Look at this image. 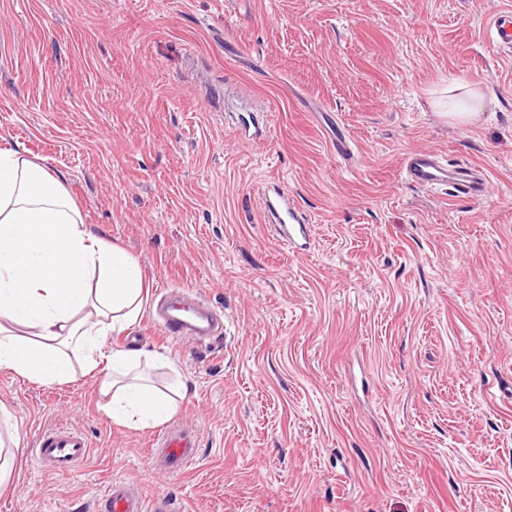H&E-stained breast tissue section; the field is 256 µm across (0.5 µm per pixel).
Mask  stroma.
Instances as JSON below:
<instances>
[{"label":"stroma","mask_w":512,"mask_h":512,"mask_svg":"<svg viewBox=\"0 0 512 512\" xmlns=\"http://www.w3.org/2000/svg\"><path fill=\"white\" fill-rule=\"evenodd\" d=\"M512 0H0V149L59 173L94 234L150 285L143 373L188 386L198 433L178 472L156 426L102 409L99 381L0 367L20 440L0 512H93L114 479L146 512H512V51L487 36ZM478 120L438 111L449 83ZM265 109L267 135L237 118ZM352 152L338 154L337 137ZM486 172L478 201L410 185L413 150ZM313 226L293 254L256 189ZM185 286L224 317L180 345L154 324ZM88 438L67 474L33 454ZM482 101L481 92L474 87H451L448 89V119L459 126H467L477 118L476 109ZM37 459L59 473L74 470L87 456L89 443L84 435L67 426H55L39 436Z\"/></svg>","instance_id":"1"}]
</instances>
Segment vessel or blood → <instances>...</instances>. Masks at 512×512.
<instances>
[{
    "instance_id": "b4317fda",
    "label": "vessel or blood",
    "mask_w": 512,
    "mask_h": 512,
    "mask_svg": "<svg viewBox=\"0 0 512 512\" xmlns=\"http://www.w3.org/2000/svg\"><path fill=\"white\" fill-rule=\"evenodd\" d=\"M494 41L503 48H512V10L497 13L491 22ZM406 181L423 188L446 186L461 198H479L484 190V175L474 167L452 166L440 155L418 151L410 154L403 166ZM264 210L269 223L275 224L283 239L291 244L307 240L309 227L299 215L287 189L274 188L264 196ZM158 325L166 339L180 341L206 331H219V324L209 321L208 314L186 315L182 306H172L162 314ZM157 451L166 469L186 465L195 446L193 436L165 429L159 436ZM89 443L84 435L67 426H57L41 433L34 453L37 459L60 473L74 470L87 456ZM96 512H144L143 500L125 482L112 481L96 504Z\"/></svg>"
}]
</instances>
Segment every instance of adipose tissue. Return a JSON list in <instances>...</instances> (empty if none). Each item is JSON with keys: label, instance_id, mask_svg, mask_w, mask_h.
<instances>
[{"label": "adipose tissue", "instance_id": "obj_1", "mask_svg": "<svg viewBox=\"0 0 512 512\" xmlns=\"http://www.w3.org/2000/svg\"><path fill=\"white\" fill-rule=\"evenodd\" d=\"M137 261L90 232L63 181L35 156L0 149V366L42 384L74 380L72 356L101 379L107 414L130 427L177 402L145 382L140 355L106 349L145 301Z\"/></svg>", "mask_w": 512, "mask_h": 512}]
</instances>
